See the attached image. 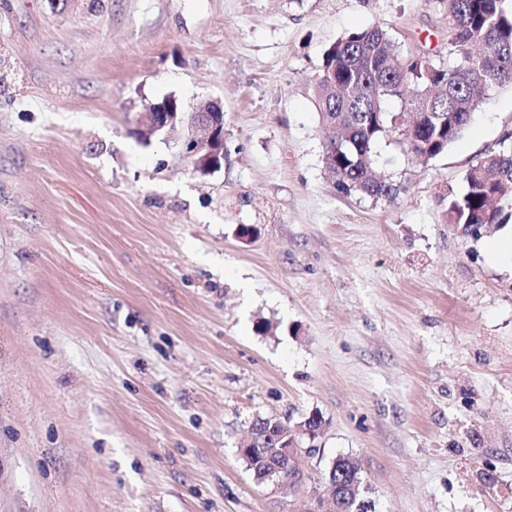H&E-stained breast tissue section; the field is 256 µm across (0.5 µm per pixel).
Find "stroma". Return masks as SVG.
<instances>
[{
	"label": "stroma",
	"instance_id": "1",
	"mask_svg": "<svg viewBox=\"0 0 512 512\" xmlns=\"http://www.w3.org/2000/svg\"><path fill=\"white\" fill-rule=\"evenodd\" d=\"M373 26L452 59L441 0H0V512H315L342 455L369 512H512L504 229L446 218L512 87L428 162L380 141L395 200L340 193L313 86ZM168 97L223 107L220 170L149 134ZM313 414L257 484L253 419Z\"/></svg>",
	"mask_w": 512,
	"mask_h": 512
}]
</instances>
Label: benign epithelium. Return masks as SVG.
<instances>
[{"mask_svg":"<svg viewBox=\"0 0 512 512\" xmlns=\"http://www.w3.org/2000/svg\"><path fill=\"white\" fill-rule=\"evenodd\" d=\"M149 120L156 133L170 132L176 124L187 131V152L193 157L195 169L211 173L224 164V110L214 101H201L191 112L178 111L177 102L168 98L150 105ZM264 418L257 417L251 425L250 435L240 446V454H249L262 461L278 460L284 465H295L297 444L295 434L312 439L319 431H310L307 423H299L291 430L286 422H281L283 431H277L275 422L266 429H260Z\"/></svg>","mask_w":512,"mask_h":512,"instance_id":"1","label":"benign epithelium"}]
</instances>
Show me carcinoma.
Segmentation results:
<instances>
[{"label":"carcinoma","mask_w":512,"mask_h":512,"mask_svg":"<svg viewBox=\"0 0 512 512\" xmlns=\"http://www.w3.org/2000/svg\"><path fill=\"white\" fill-rule=\"evenodd\" d=\"M454 59L426 67L398 59L395 42L381 27L353 32L325 52L314 98L322 125L347 139L336 150L340 192L391 200L403 186L377 177L374 148L396 143L426 163L447 151L475 120L490 92L512 86V8L506 0H443ZM404 101L389 112V98ZM464 190L448 200L449 222L478 240L491 224L512 219V148L487 153L464 176Z\"/></svg>","instance_id":"carcinoma-1"}]
</instances>
